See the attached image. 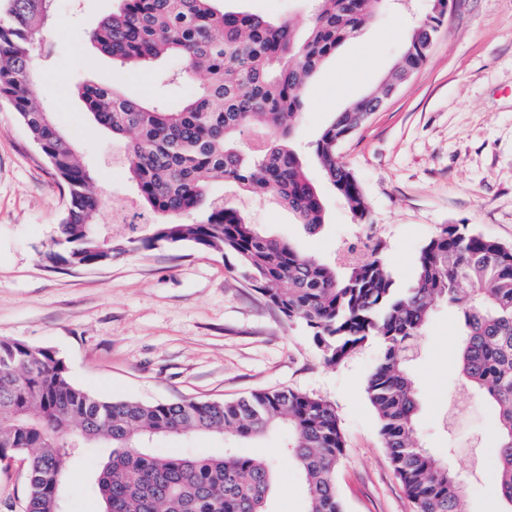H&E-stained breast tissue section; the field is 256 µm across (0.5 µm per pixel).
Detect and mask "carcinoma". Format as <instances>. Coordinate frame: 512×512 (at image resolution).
Instances as JSON below:
<instances>
[{
	"instance_id": "cac0c4a2",
	"label": "carcinoma",
	"mask_w": 512,
	"mask_h": 512,
	"mask_svg": "<svg viewBox=\"0 0 512 512\" xmlns=\"http://www.w3.org/2000/svg\"><path fill=\"white\" fill-rule=\"evenodd\" d=\"M54 2L7 0L0 20V99L11 104L69 196L41 260L53 269L98 265L140 245L191 243L234 257L284 318L306 327L324 363L336 365L365 342L379 341L382 353L366 393L415 512H463L461 481L418 443V387L409 370L435 308L455 309L463 324L460 383L497 415L495 486L512 505V248L448 225L421 248L412 281L400 287L378 244L368 260L339 270L264 234L224 195L210 193L221 181L268 194L308 232L322 227L323 201L285 139L303 111L308 79L382 0H312L302 31L289 20L221 10L218 0H119L90 41L122 70L160 56L178 59L176 79L193 90L173 105L130 99L115 84L79 88L99 126L114 136L134 133L128 179L153 218L152 235L115 242L98 227L104 203L89 169L37 92L33 52ZM447 7L448 0H431L392 79L424 64ZM379 95L376 90L337 113L314 148L325 178L360 224L369 221L368 205L336 148ZM255 125L283 142L245 152L238 138ZM275 429L288 431L282 454L304 476L306 512H343L335 472L345 437L328 401L290 388L232 401L103 399L73 384L55 351L0 338V466L36 449L27 465L24 512H65L68 471L86 449L100 446L111 449L93 475L103 512H269L273 464L233 447L215 456H159L150 444L194 433L243 441Z\"/></svg>"
}]
</instances>
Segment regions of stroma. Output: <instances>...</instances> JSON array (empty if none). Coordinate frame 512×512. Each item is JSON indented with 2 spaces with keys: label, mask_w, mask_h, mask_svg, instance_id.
Listing matches in <instances>:
<instances>
[{
  "label": "stroma",
  "mask_w": 512,
  "mask_h": 512,
  "mask_svg": "<svg viewBox=\"0 0 512 512\" xmlns=\"http://www.w3.org/2000/svg\"><path fill=\"white\" fill-rule=\"evenodd\" d=\"M377 11L322 64L303 90L292 140L308 178L325 199V223L305 231L270 199L225 190L252 223L326 261H364L373 246L398 284H409L421 247L450 224L512 247V0H448L425 63L379 111L338 146L368 203L357 223L324 181L314 144L337 112L376 87L400 57L413 15ZM230 8L304 21L307 0H230ZM117 0H56L35 65L56 126L73 141L106 194L132 197L126 179L128 137L90 120L80 83H118L130 98L175 102L185 87H163L179 68L167 57L117 72L87 34ZM67 206V195L7 100H0V336L47 347L72 381L105 398L168 403L224 401L258 390L297 389L336 409L346 448L336 468L344 512H414L394 473L365 385L381 354L370 342L335 366L323 364L302 324L284 319L241 274L237 261L189 244L159 243L113 255L91 268L41 261ZM460 327L454 311L433 316L411 365L417 379L423 449L457 473L465 512H505L495 491L497 417L459 385ZM207 433L163 437L162 456L222 452ZM245 454L275 460L270 512H304L305 483L269 435ZM96 448L70 472L67 512H99L92 486Z\"/></svg>",
  "instance_id": "35a3bbf8"
}]
</instances>
